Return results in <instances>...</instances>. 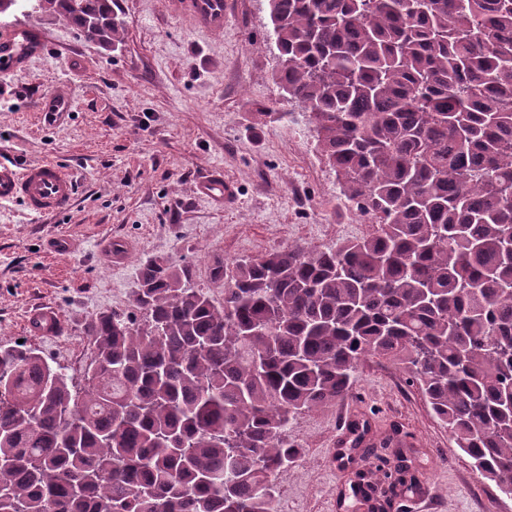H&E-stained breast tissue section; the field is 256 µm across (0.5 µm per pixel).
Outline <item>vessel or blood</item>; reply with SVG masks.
Wrapping results in <instances>:
<instances>
[{
	"label": "vessel or blood",
	"instance_id": "b4317fda",
	"mask_svg": "<svg viewBox=\"0 0 512 512\" xmlns=\"http://www.w3.org/2000/svg\"><path fill=\"white\" fill-rule=\"evenodd\" d=\"M171 9L195 25L214 33L224 30V0H171ZM46 49L43 31L19 22L0 28V76L24 72L27 63ZM197 192L215 202L232 197L233 189L219 174L204 177L196 183ZM76 180L64 167L50 162L27 164L0 160V203H21L32 214L45 216L67 211L76 197ZM60 314L53 307L33 308L29 325L44 336L54 335L60 326Z\"/></svg>",
	"mask_w": 512,
	"mask_h": 512
}]
</instances>
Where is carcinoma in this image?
<instances>
[{"label":"carcinoma","instance_id":"carcinoma-1","mask_svg":"<svg viewBox=\"0 0 512 512\" xmlns=\"http://www.w3.org/2000/svg\"><path fill=\"white\" fill-rule=\"evenodd\" d=\"M107 47L112 0H4ZM284 99L375 230L335 248L141 264L84 327L76 388L0 342V512H278L290 419L401 364L512 496V0H269Z\"/></svg>","mask_w":512,"mask_h":512}]
</instances>
